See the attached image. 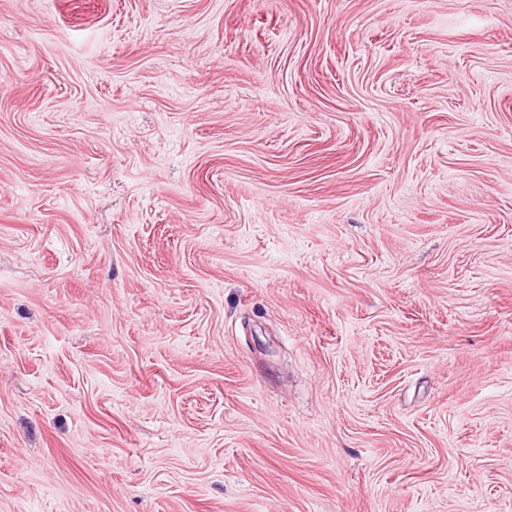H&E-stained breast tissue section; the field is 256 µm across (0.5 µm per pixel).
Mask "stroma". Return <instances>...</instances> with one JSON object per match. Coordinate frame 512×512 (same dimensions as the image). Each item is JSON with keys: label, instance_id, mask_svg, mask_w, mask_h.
I'll use <instances>...</instances> for the list:
<instances>
[{"label": "stroma", "instance_id": "1", "mask_svg": "<svg viewBox=\"0 0 512 512\" xmlns=\"http://www.w3.org/2000/svg\"><path fill=\"white\" fill-rule=\"evenodd\" d=\"M0 512H512V0H0Z\"/></svg>", "mask_w": 512, "mask_h": 512}]
</instances>
